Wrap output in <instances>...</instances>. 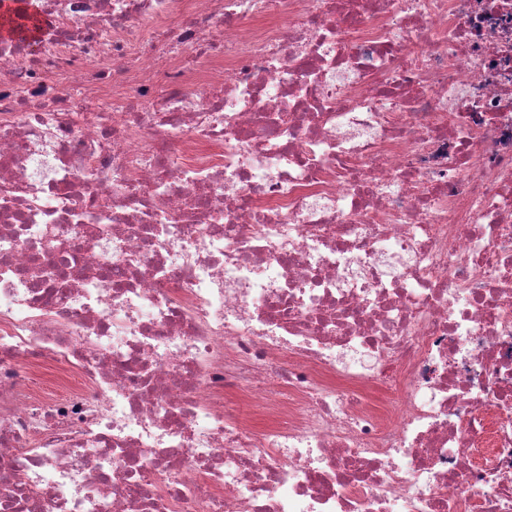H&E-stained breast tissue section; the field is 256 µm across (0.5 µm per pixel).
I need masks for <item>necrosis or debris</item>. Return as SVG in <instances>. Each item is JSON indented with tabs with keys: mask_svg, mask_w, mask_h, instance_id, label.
I'll list each match as a JSON object with an SVG mask.
<instances>
[{
	"mask_svg": "<svg viewBox=\"0 0 512 512\" xmlns=\"http://www.w3.org/2000/svg\"><path fill=\"white\" fill-rule=\"evenodd\" d=\"M32 10L0 512H512V0Z\"/></svg>",
	"mask_w": 512,
	"mask_h": 512,
	"instance_id": "obj_1",
	"label": "necrosis or debris"
}]
</instances>
